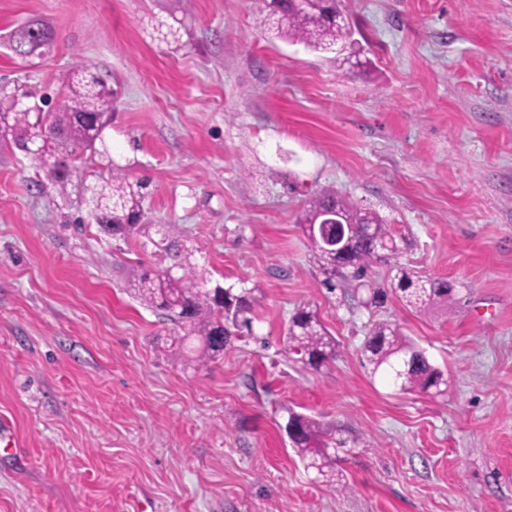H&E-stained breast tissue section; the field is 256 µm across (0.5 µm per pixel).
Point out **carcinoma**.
<instances>
[{"mask_svg":"<svg viewBox=\"0 0 512 512\" xmlns=\"http://www.w3.org/2000/svg\"><path fill=\"white\" fill-rule=\"evenodd\" d=\"M272 16L284 22L277 34L312 50L338 52L352 48L349 23L336 8V0H262ZM53 30L38 20L14 28L7 46L17 56L43 55L52 46ZM0 108V147L25 154L35 151L46 179L61 197L68 187L80 186L88 178L81 153L103 141V133L112 121V88L100 76L86 72L79 63L72 67L70 82L61 92L54 111L33 112L17 104ZM144 183L128 181L122 168L113 167L109 177L100 178L94 187L98 214L91 215L100 230L111 229L115 239L126 240L143 225ZM336 208L350 233L344 247L336 252L316 246L318 262L325 278L321 285L336 289V276L361 280L373 263L396 257L399 247L390 224L379 213L360 209L332 191L313 196L306 204L301 221L308 236L322 220L327 206ZM158 248L173 260L163 270H146L134 288V297L148 308L164 312L167 320L183 332L180 341L199 343L198 360L206 362L224 353V348L252 331L254 296L246 288L216 286L208 291L197 288V271L189 261L174 225H168ZM446 280L420 277L402 266H395L389 290H374L370 302L392 293L417 312L432 310L440 302H451L456 292ZM372 374L383 373L393 386L404 392L430 396L444 393L448 380L432 364L425 352L410 343L399 329L388 323L374 325L362 345ZM282 355L303 366L318 370L336 357V341L321 324L317 312L307 305L295 309L283 338ZM287 427L292 447L326 486H343L336 459L327 451L330 442L320 438L319 423L305 415L290 414Z\"/></svg>","mask_w":512,"mask_h":512,"instance_id":"cac0c4a2","label":"carcinoma"}]
</instances>
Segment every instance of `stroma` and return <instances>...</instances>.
Masks as SVG:
<instances>
[{
    "label": "stroma",
    "mask_w": 512,
    "mask_h": 512,
    "mask_svg": "<svg viewBox=\"0 0 512 512\" xmlns=\"http://www.w3.org/2000/svg\"><path fill=\"white\" fill-rule=\"evenodd\" d=\"M364 66L276 37L260 0H0L56 40L0 43V85L58 98L74 63L114 91L88 170L148 178L147 228L115 241L39 191L0 150V512H512V0H339ZM331 189L392 225L397 264L459 287L427 313L357 283L320 288L297 218ZM177 225L208 286L256 289L253 333L206 363L131 283L165 268ZM309 304L336 340L315 371L285 360ZM388 322L446 395L403 393L361 346ZM341 441L335 491L284 431ZM53 39L52 29L38 20H31L9 33L7 46L16 56L27 58L45 54L51 48Z\"/></svg>",
    "instance_id": "stroma-1"
}]
</instances>
